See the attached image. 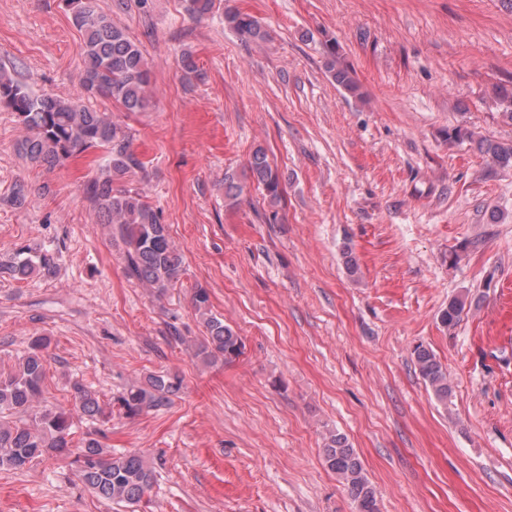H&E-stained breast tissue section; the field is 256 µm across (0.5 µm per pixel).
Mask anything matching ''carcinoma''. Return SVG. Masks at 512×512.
I'll use <instances>...</instances> for the list:
<instances>
[{"mask_svg": "<svg viewBox=\"0 0 512 512\" xmlns=\"http://www.w3.org/2000/svg\"><path fill=\"white\" fill-rule=\"evenodd\" d=\"M72 6V23L82 33L79 54L83 61L78 96L63 98L36 95L6 70L0 68V104L16 112L27 135L18 150L30 162L55 168L75 154L89 150L103 153L96 176L84 186L85 198L104 218L111 235L125 246L129 275L165 294L180 279L181 257L174 247L161 212L139 189L114 188L129 174L146 170V163L132 149L127 130L105 112L97 111L91 100L112 99L127 112L147 109L151 93L152 69L140 46L125 29L97 11L92 0H67ZM186 11L197 19L212 12L215 0H185ZM224 23L238 35L264 40L268 33L254 17L228 9ZM327 68L336 85L348 94L361 97L360 87L349 69L336 66V50ZM452 142H469L488 156V172H512V142H493L457 126L448 133ZM249 178L265 192L269 203L281 201V181L265 151L258 148L248 163ZM243 192L232 173L224 174V198L234 204ZM53 267V258L40 246H24L5 263L0 275L26 280ZM467 297L454 296L440 313L446 328L454 327ZM195 311L202 320L205 336L196 344L195 355L206 363L232 361L242 353L240 336L211 313L204 288L193 294ZM43 336L30 337L29 350L18 359L13 372L0 375V471H22L33 463L52 459L69 461L81 482L99 499L110 503L139 502L151 488L155 467L136 451L120 455L109 452L99 440V430L74 441V414L104 424L118 412L129 418L158 410L179 393L182 379L171 373H155L128 386L108 403L80 382L73 383L74 403L66 408L48 406L44 400L46 367ZM414 365L441 405H448L452 384L448 372L432 350L422 344L413 349ZM323 457L347 487L358 512H379L377 492L366 475L362 461L347 438L331 433L325 438Z\"/></svg>", "mask_w": 512, "mask_h": 512, "instance_id": "obj_1", "label": "carcinoma"}]
</instances>
